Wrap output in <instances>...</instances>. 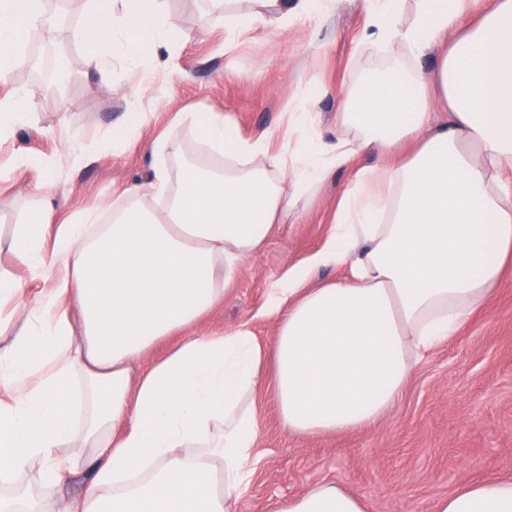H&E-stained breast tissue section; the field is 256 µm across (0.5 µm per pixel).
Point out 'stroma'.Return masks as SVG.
Here are the masks:
<instances>
[{
  "instance_id": "obj_1",
  "label": "stroma",
  "mask_w": 512,
  "mask_h": 512,
  "mask_svg": "<svg viewBox=\"0 0 512 512\" xmlns=\"http://www.w3.org/2000/svg\"><path fill=\"white\" fill-rule=\"evenodd\" d=\"M170 21L181 37L168 65L176 77L164 92L141 86L127 66L100 72L67 31L50 38L66 45L69 78L47 91L29 67L14 70L9 87L31 99L30 120L0 153L21 150L54 159L52 191L62 205L54 224L85 207H110L153 158L146 144L167 130L187 146L190 130L172 129L179 112L219 111L247 135L276 131L293 95H314L313 111L325 140L336 135L345 87L368 81L381 67L400 64L398 52L360 44L364 0H336L318 34L296 25L286 33L258 29L233 53L224 51V25L206 0H169ZM149 118L136 144L109 153L98 143L125 118L131 97ZM346 173L334 174L319 193L289 216L248 261L235 283L201 322L158 342L149 360L165 358L187 336L221 334L250 322L271 343L273 320L263 316L268 290L286 269L318 250L330 232ZM34 171L0 176V236L9 237L36 195ZM261 456L238 512H277L317 482H334L364 498L369 512H432L435 502L464 483L512 474V274L476 310L457 336L421 360L396 407L371 430L301 439L282 427L273 376L254 397Z\"/></svg>"
}]
</instances>
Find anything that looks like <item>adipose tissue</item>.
I'll return each mask as SVG.
<instances>
[{
	"label": "adipose tissue",
	"mask_w": 512,
	"mask_h": 512,
	"mask_svg": "<svg viewBox=\"0 0 512 512\" xmlns=\"http://www.w3.org/2000/svg\"><path fill=\"white\" fill-rule=\"evenodd\" d=\"M224 16V48L267 24L320 29L334 0H210ZM365 49L432 61L429 76L401 67L352 86L325 143L301 92L271 150L220 112H181L195 151L172 134L148 146L157 161L133 181L109 223L98 208L57 229L49 217L55 170L39 171L37 199L5 246L44 287L13 333L9 305L22 284L0 274V512H43L15 484L33 462L44 482L90 478L66 512H232L258 463L254 393L276 367L281 422L292 436L377 425L414 366L455 336L505 280L512 262V0H365ZM55 30L43 0H0V77L25 65L30 29ZM73 42L107 69L120 61L145 85H167L158 62L177 35L167 0H85ZM446 114L437 120L436 111ZM375 165L358 166L361 156ZM350 172L321 248L270 288L275 323L266 352L249 323L189 337L141 367L166 336L198 324L224 297L282 215L334 173ZM341 280L309 287L311 273ZM84 461L67 455L73 442ZM281 512H368L361 497L313 485ZM435 512H512V476L460 486Z\"/></svg>",
	"instance_id": "1"
}]
</instances>
